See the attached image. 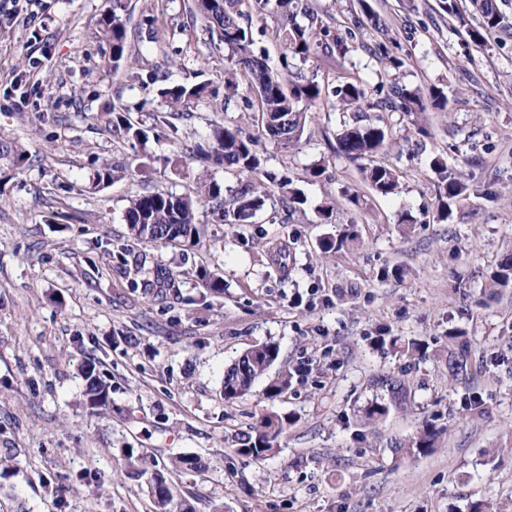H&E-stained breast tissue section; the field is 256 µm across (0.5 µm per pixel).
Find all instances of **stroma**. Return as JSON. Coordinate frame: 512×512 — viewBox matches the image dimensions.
<instances>
[{
	"mask_svg": "<svg viewBox=\"0 0 512 512\" xmlns=\"http://www.w3.org/2000/svg\"><path fill=\"white\" fill-rule=\"evenodd\" d=\"M186 3L131 0V52L114 70L112 0H0V138L12 145L0 155V512H155L121 468L126 448L161 465L202 456L204 474L171 475L195 512H512V288L487 286L512 249V38L477 48L438 0H310L346 50L295 62L292 75L349 74L371 102L395 80L448 99L424 136L403 113L371 110L391 132L378 160L397 167L398 193L376 196L337 156L343 114L324 101L297 148L263 141L269 200L253 223L219 221L203 203L199 240L161 246L131 236L128 196L192 195L201 176L239 189L235 171L184 149L217 124L255 129L243 82L231 101L190 103L165 139L160 83L224 88L226 53ZM381 42L401 68L381 61ZM121 115L146 140H128ZM438 155L470 186L444 220ZM284 176L306 198L293 214ZM349 224L357 245L322 254ZM158 270L168 287L143 289ZM454 330L475 351L466 382L448 375ZM265 341L291 388L271 401L259 382L225 402V367ZM90 360L112 384L96 415L79 375ZM382 374L404 380L412 404L370 421L365 406L387 397ZM266 414L287 420L273 453L236 455L238 434ZM426 423L434 452L392 454L391 440Z\"/></svg>",
	"mask_w": 512,
	"mask_h": 512,
	"instance_id": "1",
	"label": "stroma"
}]
</instances>
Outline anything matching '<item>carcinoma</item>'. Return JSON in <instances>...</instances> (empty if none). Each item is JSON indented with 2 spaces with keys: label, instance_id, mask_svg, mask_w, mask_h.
Returning <instances> with one entry per match:
<instances>
[{
  "label": "carcinoma",
  "instance_id": "cac0c4a2",
  "mask_svg": "<svg viewBox=\"0 0 512 512\" xmlns=\"http://www.w3.org/2000/svg\"><path fill=\"white\" fill-rule=\"evenodd\" d=\"M477 6L479 21L471 23L458 0H440V7L448 16L463 27L471 42L477 47L486 45V36L498 31L504 35L512 33V16L500 7L498 0H473ZM190 16L201 22L204 30L231 51V66L224 71V104H229L237 91L240 79L244 78L257 95L256 119L258 134L246 133L240 128L217 127L213 131V142L208 147L197 145L191 149L192 157L211 161L231 169L248 178L258 175L262 166V154L258 146L261 139L275 140L285 148L296 146L310 119L309 109L321 101L335 98L336 106L343 112L352 113L344 122L336 137V154L360 166L366 185L378 196L387 197L398 192L400 175L396 169L375 161L390 141L386 126L368 118L366 110L371 106L366 100L365 89L359 81L346 76L337 77V85H322L314 79L286 76L295 59L307 60L318 51L332 47L343 50V41L329 27L315 26V15L310 11L308 0H192L188 4ZM277 12L280 22L272 33L262 28L253 31V17L268 12ZM105 33L112 48V62L119 67L129 54L127 36V6L123 0H114L112 16L104 20ZM272 36L283 48L280 70H272L258 47L260 38ZM216 92L206 84H167L159 88L158 97L170 114L181 111L191 100ZM422 93L392 82L377 107L397 110L414 117L417 133H427L423 113L426 110ZM433 170L438 175L436 199L439 211L448 212L451 203L464 199L469 191L466 179L448 172L440 158L433 160ZM197 194L208 201L211 209L244 223L260 210L268 199V192L261 184L249 182L240 189L231 204L232 210L224 209V188L213 180L198 179ZM196 201L190 196L166 192H139L128 199L124 220L131 234L140 240L159 244H172L192 240L199 235L196 223ZM357 240L353 231L336 240L327 239L321 245L323 252H337ZM492 287L512 288V252L502 256L492 277ZM279 351L272 343H262L245 350L224 370L222 391L224 401L236 402L250 395L255 383L266 374L277 360ZM468 347L463 345L448 354V372L454 376L468 375ZM83 396L86 408L99 414L109 406L111 383L88 363L82 370ZM292 376L282 372L265 386L264 395L275 400L290 387ZM377 385L384 389L390 403L377 400L365 408L370 419H377L389 412V404L401 406L406 402L407 390L401 379L394 375H380ZM284 430L283 419L275 415L259 417L250 426V431L238 437L240 447L235 453L250 459L266 457L275 449V442ZM439 432L425 424L404 443L396 444L395 454L411 452L427 454L438 441ZM125 474L129 477H144L156 512H178L182 495L178 487L167 478L170 471L199 473L207 463L198 455H182L171 460V466L162 468L147 460V456L127 448L124 451Z\"/></svg>",
  "mask_w": 512,
  "mask_h": 512
}]
</instances>
